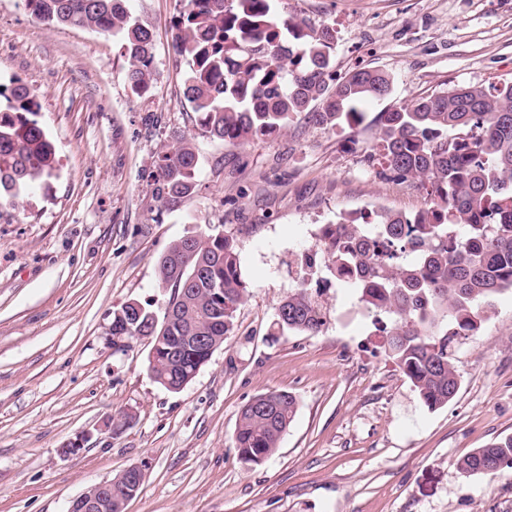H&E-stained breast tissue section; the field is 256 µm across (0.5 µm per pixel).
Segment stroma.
Masks as SVG:
<instances>
[{
	"label": "stroma",
	"mask_w": 512,
	"mask_h": 512,
	"mask_svg": "<svg viewBox=\"0 0 512 512\" xmlns=\"http://www.w3.org/2000/svg\"><path fill=\"white\" fill-rule=\"evenodd\" d=\"M311 27L336 29L337 77L359 67L392 79L356 126L294 120L275 137L208 138L183 96L178 0H128L154 37L145 95L126 80L112 34L46 25L0 0V87L20 80L56 149L55 175L0 206V512H67L87 487L144 465L125 512H512V473L462 479L456 461L512 435V293L451 343L459 390L429 409L387 356L354 290L322 291L314 335L267 331L303 274L294 261L345 213H414L425 192L380 177L364 155L379 112L459 86L512 82V0H274ZM189 138L199 190L181 209L157 199V152ZM232 236L248 292L234 330L179 392L147 371L150 344L114 353L113 310L169 289L158 259L188 233ZM298 401L278 450L244 463L234 447L253 396ZM129 426L104 430L113 415ZM78 454L64 448L77 438Z\"/></svg>",
	"instance_id": "stroma-1"
}]
</instances>
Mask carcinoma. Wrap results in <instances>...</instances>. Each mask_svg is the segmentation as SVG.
<instances>
[{
  "instance_id": "1",
  "label": "carcinoma",
  "mask_w": 512,
  "mask_h": 512,
  "mask_svg": "<svg viewBox=\"0 0 512 512\" xmlns=\"http://www.w3.org/2000/svg\"><path fill=\"white\" fill-rule=\"evenodd\" d=\"M175 47L188 71L184 98L210 138L229 145L281 133L297 117L325 128L358 125L363 105L385 98L388 74L372 68L336 81V29H318L272 13L271 0H181ZM49 24L110 33L120 38L126 77L138 95L149 92L153 34L129 15L126 0H24ZM0 205L29 185L53 176L55 148L36 116L39 105L25 84L0 90ZM367 162L394 182L416 179L427 207L414 214L381 211L329 226L319 249L325 267L340 276L356 263L362 302L376 313L386 349L431 409L448 404L460 386L448 337L477 329L491 298L512 291V83L491 91L460 86L380 113ZM199 154L182 139L157 154L153 191L167 209L198 192ZM161 287L170 289L159 316L152 304L137 312L123 304L112 313V349L125 351L134 336L151 337L148 368L171 392L185 388L196 369L221 348L247 295L233 239L217 233L185 235L158 261ZM311 280L302 279L279 304L268 335L316 334L324 314ZM182 336H200L199 345ZM297 412L288 392H266L242 408L235 448L247 464L273 455ZM459 474L497 475L512 466V435L477 448L455 463ZM128 476L112 478V512L127 494Z\"/></svg>"
}]
</instances>
